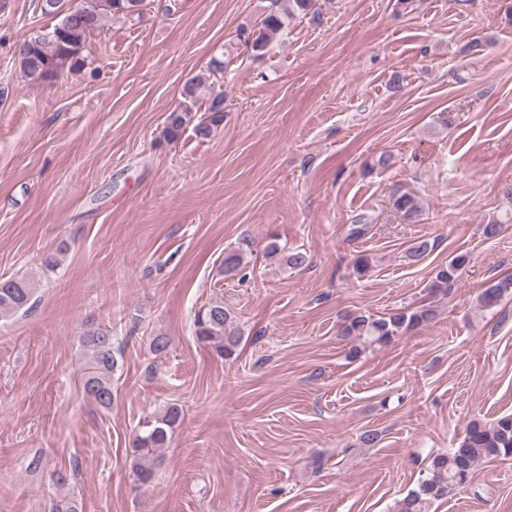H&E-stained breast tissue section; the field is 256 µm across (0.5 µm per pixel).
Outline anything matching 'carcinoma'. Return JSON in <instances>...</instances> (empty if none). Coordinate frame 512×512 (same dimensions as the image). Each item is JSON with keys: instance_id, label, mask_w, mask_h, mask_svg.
Here are the masks:
<instances>
[{"instance_id": "carcinoma-1", "label": "carcinoma", "mask_w": 512, "mask_h": 512, "mask_svg": "<svg viewBox=\"0 0 512 512\" xmlns=\"http://www.w3.org/2000/svg\"><path fill=\"white\" fill-rule=\"evenodd\" d=\"M65 0H38L41 14L53 16L58 22L49 30L39 32L17 43L13 49L15 64L32 81H52L64 73L81 70L86 63L84 55L88 38L97 31L105 18L119 15L123 18L141 14L145 0H80L75 7H64ZM316 0H272L256 30L239 34L245 52L253 57L265 54L272 39L288 27V20L296 16L318 19ZM227 64L221 59L209 63L208 73L190 78L183 86V102L166 117L164 135L169 141L179 139L191 121L193 109L204 107L205 116L194 126L201 139L211 136L214 128L224 122V72ZM393 211L407 222H416L421 206L410 192L395 193L389 200ZM371 228V218L365 214L354 217L348 236L353 240L364 237ZM252 252L247 241L241 247L224 255V275L233 276L240 269L244 256ZM266 256L290 270L308 265L309 256L299 250L286 251L275 243L268 245ZM469 262L468 255L457 253L448 263L435 270L429 284L430 294L448 295L458 284ZM512 289V278H504L480 295L484 307H492L503 294ZM33 288L25 278L0 280V316L6 317L27 307ZM435 317L430 305L401 306L380 317L359 314L348 318L341 326L339 336L359 341L365 346L385 344L401 332L409 331ZM195 336L218 355L232 357L239 345L241 333L233 324L224 304L215 302L199 310L194 318ZM85 355L83 391L86 397L102 409L114 402L112 379L118 367L117 349L110 330L96 320L86 321L79 337ZM181 421L178 405L167 406L162 412L148 416L129 448L132 470L137 478L147 483L154 478L158 452L169 434ZM512 459V415H505L491 424L472 422L455 448L433 457L427 474L416 489L396 502L393 512H430L434 501L448 495L449 490L468 483L477 466L490 459Z\"/></svg>"}]
</instances>
